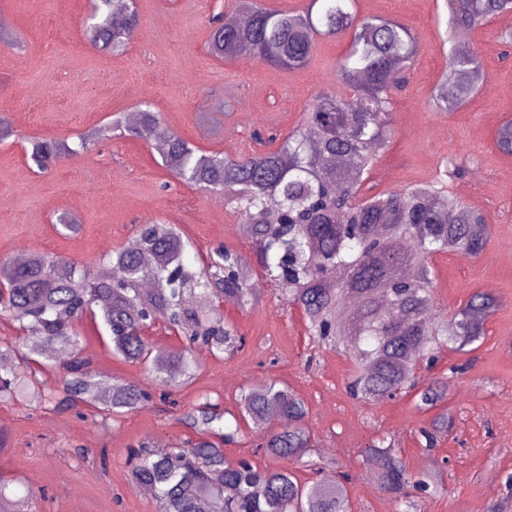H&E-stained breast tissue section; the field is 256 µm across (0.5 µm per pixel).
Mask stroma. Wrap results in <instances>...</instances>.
<instances>
[{
    "label": "stroma",
    "instance_id": "obj_1",
    "mask_svg": "<svg viewBox=\"0 0 512 512\" xmlns=\"http://www.w3.org/2000/svg\"><path fill=\"white\" fill-rule=\"evenodd\" d=\"M142 29L120 55L94 52L84 40L87 0H0V117L14 135L0 143V257L41 250L93 263L133 240L148 219L176 225L198 257L223 244L251 250L238 235V217L217 194L179 183L145 141L117 137L94 151L58 160L38 172L25 155L27 139L65 138L148 101L163 121L201 149L249 157L266 147L254 132L285 135L302 121L320 92L344 94L336 66L348 40L321 38L312 62L288 72L253 58L217 60L207 49L208 20L225 0H136ZM359 15L400 21L422 50L409 84L392 92L394 134L376 158L362 190L370 196L432 182L443 160L455 154L466 172L450 185L479 210L490 244L479 258L450 252L434 257V305L447 312L483 292L499 306L485 319L475 349L448 350L425 380L449 378L444 403L454 423L427 446L422 428L434 413L414 393L378 403L353 399L347 384L353 362L343 350L313 344L304 316L265 290L258 305L226 306L225 321L245 335V347L221 359L203 357L195 381L154 395L117 418L92 416L85 407L39 408L0 402V469L18 477L12 490L37 493L33 512H159L154 496H139L130 477L131 449L173 448L193 436L181 420L202 396L235 411L240 393L275 380L308 408L312 458L329 473L351 478L354 512H394L366 448L394 443L407 470L432 476L443 491L420 502V512H493L512 486V155L496 143L498 128L512 121V56L498 40L512 30V15L470 32L486 84L464 106L429 109L430 94L446 69L443 0H357ZM68 214L74 230L57 222ZM94 373L152 391L150 375L112 354L101 327L79 324Z\"/></svg>",
    "mask_w": 512,
    "mask_h": 512
}]
</instances>
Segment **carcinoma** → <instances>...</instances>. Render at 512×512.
I'll return each instance as SVG.
<instances>
[{
	"label": "carcinoma",
	"mask_w": 512,
	"mask_h": 512,
	"mask_svg": "<svg viewBox=\"0 0 512 512\" xmlns=\"http://www.w3.org/2000/svg\"><path fill=\"white\" fill-rule=\"evenodd\" d=\"M445 7L450 38L512 15V0H445ZM140 27L135 0H91L84 36L97 52L119 55ZM341 36L348 37V47L338 78L351 94L316 95L300 126L267 137L265 143L276 145L271 151L241 158L200 150L165 125L150 103L137 109V123L117 117L78 135L74 146L60 138L29 140L26 157L40 171L117 134L162 142V163L173 176L223 195L240 223L250 225L251 252L221 244L196 269L185 261L190 242L180 230L152 220L137 229L138 249L119 247L96 265L37 250L23 264L1 258L0 286L7 296L0 315L18 321L23 331L14 344L0 346L1 402L54 401L56 390L44 376L61 353L67 360L60 403L117 417L151 400L147 390L119 379L102 390L76 329L86 315L100 320L114 356L148 367L161 387L188 385L199 359L245 346L246 338L212 305L258 302L260 277L302 312L308 335L353 354V398L375 403L414 390L426 408L441 402L448 383L420 384L415 363L430 367L444 348L462 350L479 341L483 323L474 312L498 307L496 298L482 293L451 315L434 306L433 258L448 252L477 258L489 244L484 216L448 190L464 166L450 156L430 184L357 199L375 158L390 143V90L406 82L417 60L415 35L402 22L359 16L356 0H307L296 11L232 0L224 21L210 19L208 51L219 60L248 56L292 72L309 64L318 38ZM484 83L476 49L452 41L429 106L459 108ZM497 145L512 154V121L499 128ZM326 156L344 157L348 165L329 167ZM272 204L279 211L276 224L266 220ZM146 282L153 288H143ZM157 321L180 335L182 345L163 349L142 334ZM307 414L299 396L274 383L242 394L235 413L206 395L185 416L198 438L182 448L133 452L132 479L154 490L160 512H352L347 475L301 483L286 467L313 451ZM247 421L277 424L260 447L284 465L259 469L247 459L227 461L224 446L237 442ZM451 426L452 418L441 413L424 436L431 441ZM367 453L378 461L377 480L393 495L395 512H414L409 487L427 494L435 486L431 477L409 473L390 444H374ZM11 482L0 473V512H23L22 500L6 493Z\"/></svg>",
	"instance_id": "1"
}]
</instances>
